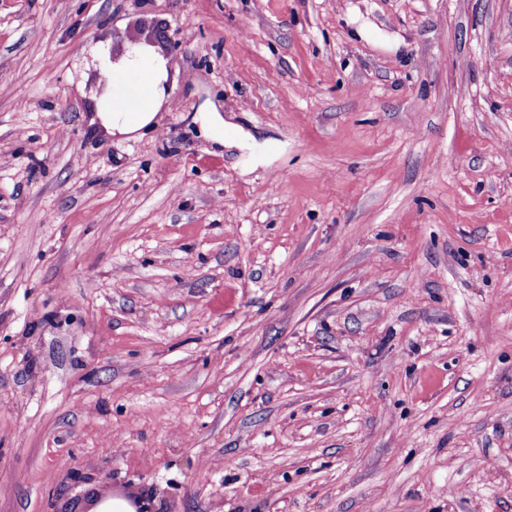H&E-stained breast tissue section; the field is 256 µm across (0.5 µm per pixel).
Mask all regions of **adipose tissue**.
I'll use <instances>...</instances> for the list:
<instances>
[{
    "label": "adipose tissue",
    "instance_id": "adipose-tissue-1",
    "mask_svg": "<svg viewBox=\"0 0 512 512\" xmlns=\"http://www.w3.org/2000/svg\"><path fill=\"white\" fill-rule=\"evenodd\" d=\"M100 78L112 91V109L97 115L99 124L118 135H136L154 127L167 95L163 62L141 49L131 50L121 65L103 64Z\"/></svg>",
    "mask_w": 512,
    "mask_h": 512
}]
</instances>
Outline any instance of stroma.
I'll use <instances>...</instances> for the list:
<instances>
[{
	"mask_svg": "<svg viewBox=\"0 0 512 512\" xmlns=\"http://www.w3.org/2000/svg\"><path fill=\"white\" fill-rule=\"evenodd\" d=\"M1 71L0 512H512V0H0ZM99 73L103 82H99L97 100L105 97L107 86L112 89V107L107 94V112H96L103 128L112 129V135L135 137L141 130L155 126L158 108L167 96V73L160 59L134 48L119 66L104 61ZM214 113L201 112L194 117V122L199 124L200 133L218 147H224V119Z\"/></svg>",
	"mask_w": 512,
	"mask_h": 512,
	"instance_id": "stroma-1",
	"label": "stroma"
}]
</instances>
